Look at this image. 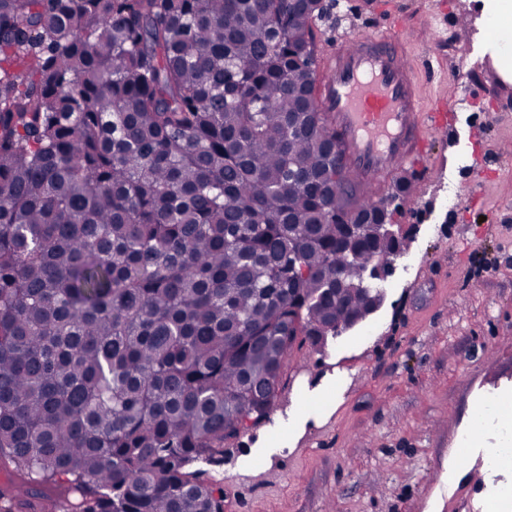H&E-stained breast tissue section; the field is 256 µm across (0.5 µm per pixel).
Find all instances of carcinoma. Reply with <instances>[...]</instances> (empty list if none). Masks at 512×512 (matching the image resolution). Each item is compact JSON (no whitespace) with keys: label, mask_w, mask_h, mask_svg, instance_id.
<instances>
[{"label":"carcinoma","mask_w":512,"mask_h":512,"mask_svg":"<svg viewBox=\"0 0 512 512\" xmlns=\"http://www.w3.org/2000/svg\"><path fill=\"white\" fill-rule=\"evenodd\" d=\"M308 0H0V460L56 512H224L288 356L384 299ZM360 241L341 247L340 225ZM0 512H39L0 488Z\"/></svg>","instance_id":"cac0c4a2"}]
</instances>
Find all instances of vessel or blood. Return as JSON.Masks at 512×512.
I'll use <instances>...</instances> for the list:
<instances>
[{
	"mask_svg": "<svg viewBox=\"0 0 512 512\" xmlns=\"http://www.w3.org/2000/svg\"><path fill=\"white\" fill-rule=\"evenodd\" d=\"M409 29L390 22L378 33L337 39L322 58L319 97L339 137L344 175L381 192L423 154L429 131L448 126L452 101L423 111Z\"/></svg>",
	"mask_w": 512,
	"mask_h": 512,
	"instance_id": "1",
	"label": "vessel or blood"
}]
</instances>
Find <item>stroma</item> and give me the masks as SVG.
<instances>
[{
	"label": "stroma",
	"instance_id": "stroma-1",
	"mask_svg": "<svg viewBox=\"0 0 512 512\" xmlns=\"http://www.w3.org/2000/svg\"><path fill=\"white\" fill-rule=\"evenodd\" d=\"M339 0L327 47L396 13L413 30L424 107L454 99L394 223L407 251L381 308L284 367L271 420L226 445L224 512H447L481 476L474 512L512 486L494 409L512 402V103L489 98L499 61L485 0ZM487 396L476 412L479 396ZM480 446V454L469 451Z\"/></svg>",
	"mask_w": 512,
	"mask_h": 512
}]
</instances>
